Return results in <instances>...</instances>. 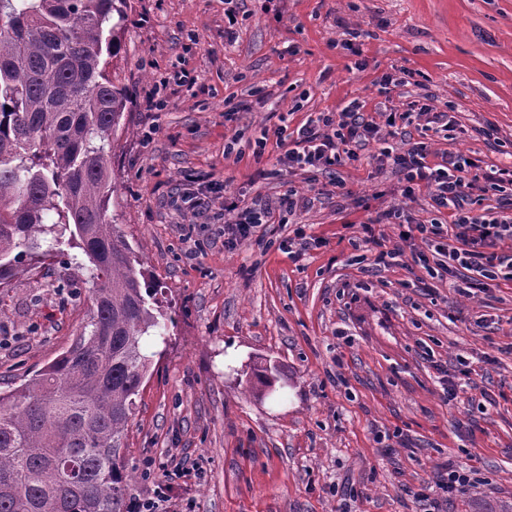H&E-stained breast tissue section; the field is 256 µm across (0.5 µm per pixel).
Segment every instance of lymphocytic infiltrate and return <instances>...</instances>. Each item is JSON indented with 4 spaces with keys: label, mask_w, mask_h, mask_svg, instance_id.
Returning <instances> with one entry per match:
<instances>
[{
    "label": "lymphocytic infiltrate",
    "mask_w": 512,
    "mask_h": 512,
    "mask_svg": "<svg viewBox=\"0 0 512 512\" xmlns=\"http://www.w3.org/2000/svg\"><path fill=\"white\" fill-rule=\"evenodd\" d=\"M361 109V104L353 101L341 112H319L295 129L280 128L281 164L330 172L343 159L354 158L356 147L370 140L381 142L378 160L395 169L401 197L411 200L417 190L427 189L436 216L411 224L400 208L377 211L362 227L365 241L383 246V227L396 226L400 243L388 249L389 258L410 254L429 274L452 278L455 288L466 295L485 289L491 281L512 283V254L500 252L502 245L512 242V214H476L465 206L466 199L480 188L506 192L512 187V169L500 168L478 180L467 176L468 170L478 165L471 158L449 154L442 156L440 163L428 164L426 142L411 143L403 150L384 146V128H396L401 113L386 110L384 124L378 125L361 121ZM224 209L236 215L235 221L224 225V246L228 249L252 239L259 227L273 219L272 211L258 202L243 206L234 199Z\"/></svg>",
    "instance_id": "1"
}]
</instances>
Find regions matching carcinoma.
Segmentation results:
<instances>
[{"mask_svg": "<svg viewBox=\"0 0 512 512\" xmlns=\"http://www.w3.org/2000/svg\"><path fill=\"white\" fill-rule=\"evenodd\" d=\"M130 0H0V288L51 255L90 263L57 285L90 301L71 345L0 393V512H124L128 423L161 311L117 230L114 143L129 97L110 74ZM67 249H62V246Z\"/></svg>", "mask_w": 512, "mask_h": 512, "instance_id": "1", "label": "carcinoma"}]
</instances>
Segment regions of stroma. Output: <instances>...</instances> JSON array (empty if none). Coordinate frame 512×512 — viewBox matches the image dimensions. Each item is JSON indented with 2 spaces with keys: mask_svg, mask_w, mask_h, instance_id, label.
<instances>
[{
  "mask_svg": "<svg viewBox=\"0 0 512 512\" xmlns=\"http://www.w3.org/2000/svg\"><path fill=\"white\" fill-rule=\"evenodd\" d=\"M123 42L118 230L171 318L167 344H147L120 451L132 496L164 487L171 512H421V491L438 512L512 501V284L463 297L410 261L350 264L372 212L433 215L426 193L394 194L378 144L337 167L345 192L330 199L316 196L327 176L280 167L275 139L254 154L262 130L354 100L379 121L377 80L406 70L392 106L455 121L431 135L430 163L450 152L485 173L512 166V0H239L232 12L224 0H131ZM156 88L160 110L146 103ZM190 176L204 199L193 211L174 201ZM228 196L261 201L275 223L225 249ZM300 232L324 246L280 250ZM74 274L46 265L0 291V390L86 323L88 302L54 287ZM263 369L274 384L260 390ZM450 462L476 478L451 496L438 486Z\"/></svg>",
  "mask_w": 512,
  "mask_h": 512,
  "instance_id": "35a3bbf8",
  "label": "stroma"
}]
</instances>
